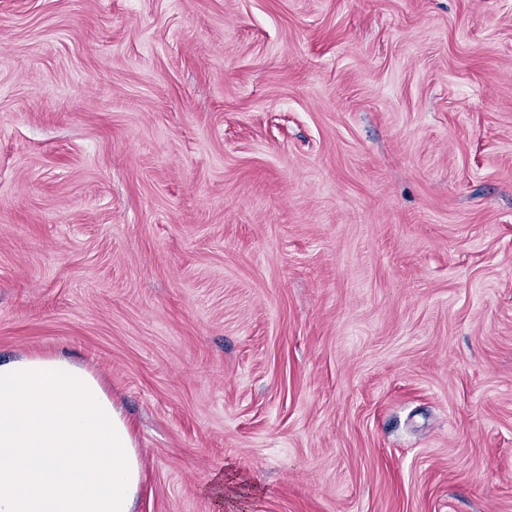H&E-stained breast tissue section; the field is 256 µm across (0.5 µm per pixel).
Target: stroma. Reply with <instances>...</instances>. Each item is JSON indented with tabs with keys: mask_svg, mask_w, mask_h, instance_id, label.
<instances>
[{
	"mask_svg": "<svg viewBox=\"0 0 512 512\" xmlns=\"http://www.w3.org/2000/svg\"><path fill=\"white\" fill-rule=\"evenodd\" d=\"M55 354L135 512H512V0H0V356Z\"/></svg>",
	"mask_w": 512,
	"mask_h": 512,
	"instance_id": "obj_1",
	"label": "stroma"
}]
</instances>
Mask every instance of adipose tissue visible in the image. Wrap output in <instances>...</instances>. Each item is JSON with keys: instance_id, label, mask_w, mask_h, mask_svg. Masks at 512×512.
Masks as SVG:
<instances>
[{"instance_id": "adipose-tissue-1", "label": "adipose tissue", "mask_w": 512, "mask_h": 512, "mask_svg": "<svg viewBox=\"0 0 512 512\" xmlns=\"http://www.w3.org/2000/svg\"><path fill=\"white\" fill-rule=\"evenodd\" d=\"M142 469L91 371L63 357L0 358V512H133Z\"/></svg>"}]
</instances>
